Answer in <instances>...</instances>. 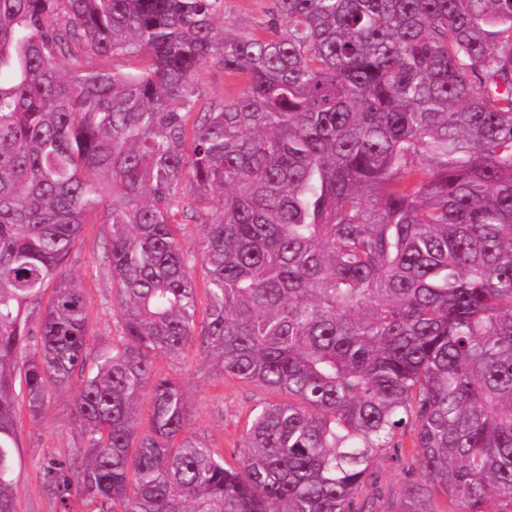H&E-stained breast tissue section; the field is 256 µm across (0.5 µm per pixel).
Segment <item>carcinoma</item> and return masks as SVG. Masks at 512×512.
Here are the masks:
<instances>
[{"instance_id": "obj_1", "label": "carcinoma", "mask_w": 512, "mask_h": 512, "mask_svg": "<svg viewBox=\"0 0 512 512\" xmlns=\"http://www.w3.org/2000/svg\"><path fill=\"white\" fill-rule=\"evenodd\" d=\"M274 5L255 37L214 33L224 0H0V512L18 399L59 391L57 512H377L407 456L385 512H512V0ZM213 63L247 86L201 110ZM94 219L111 346L67 269ZM194 346L285 396L234 465L157 373Z\"/></svg>"}]
</instances>
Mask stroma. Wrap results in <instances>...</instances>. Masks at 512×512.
Here are the masks:
<instances>
[{
	"mask_svg": "<svg viewBox=\"0 0 512 512\" xmlns=\"http://www.w3.org/2000/svg\"><path fill=\"white\" fill-rule=\"evenodd\" d=\"M273 0H224V13L215 18L216 31L262 35L273 10ZM202 105H219L238 97L246 88L244 79L225 74L209 65L199 71ZM106 225H84L69 269L81 282L87 300L89 330L96 342L117 341L121 330L112 312V276L105 258ZM156 365L185 388L191 403V432L205 436L212 448L231 453L244 432L253 409L267 400L269 392L232 377H219L213 360L193 349L183 357L158 358ZM21 463L16 470L17 512H55L45 490L41 472L49 460L73 458L81 435L68 406L67 394H57L48 411L32 418L26 406H18Z\"/></svg>",
	"mask_w": 512,
	"mask_h": 512,
	"instance_id": "1",
	"label": "stroma"
}]
</instances>
